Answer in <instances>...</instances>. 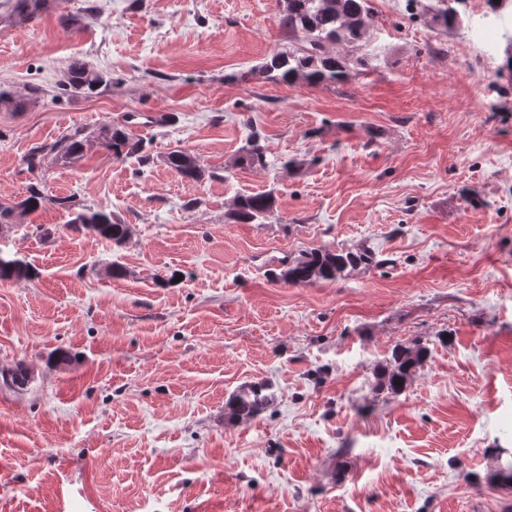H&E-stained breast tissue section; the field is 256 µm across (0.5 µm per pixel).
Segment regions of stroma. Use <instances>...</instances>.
Instances as JSON below:
<instances>
[{
	"label": "stroma",
	"mask_w": 512,
	"mask_h": 512,
	"mask_svg": "<svg viewBox=\"0 0 512 512\" xmlns=\"http://www.w3.org/2000/svg\"><path fill=\"white\" fill-rule=\"evenodd\" d=\"M433 4L370 0L369 68L313 88L254 72L284 0H0V89L27 101L0 105V204L36 178L53 199L0 224L37 272L0 280V512H512V2L446 28ZM77 59L94 94L58 88ZM155 112L149 164L93 139ZM255 128L266 164L238 165ZM263 193L266 220H233ZM69 196L127 241L74 230ZM313 248L377 262L274 280ZM416 343L406 389L377 390ZM257 382L266 409L231 416ZM166 161L183 179L188 181L199 182L204 176L196 158L185 150L171 151ZM430 356L427 347L397 345L391 357L378 367L377 384L380 390L389 394L402 392L416 369L421 367Z\"/></svg>",
	"instance_id": "obj_1"
}]
</instances>
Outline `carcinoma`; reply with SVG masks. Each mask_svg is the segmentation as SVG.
I'll return each mask as SVG.
<instances>
[{
  "mask_svg": "<svg viewBox=\"0 0 512 512\" xmlns=\"http://www.w3.org/2000/svg\"><path fill=\"white\" fill-rule=\"evenodd\" d=\"M437 3L433 21L445 27L453 25L457 21V10L448 4V0H437ZM372 23L370 0H285L280 25L288 35V42L269 55L257 72L276 83L292 84L302 78L312 87L334 84L343 79L350 67H368L369 58L364 53L355 57L333 53L329 47L362 45ZM103 81L101 74L76 60L72 62L66 80L61 83V90L86 95L94 92ZM96 139L115 158L136 156L143 163L150 162V155L144 153L142 142L130 137L122 128L104 125L96 133ZM260 139L259 131H252L249 148L239 157V165L252 167L264 164L265 154ZM50 151L64 160H76L83 151V142L74 135L54 143ZM167 164L188 181L198 182L204 176L196 158L182 149L171 151ZM48 203L72 208L71 198H47L39 184L32 183L27 188V197L21 202L0 208V221L14 222ZM274 204V198L269 194L242 197L233 218L243 224H253L266 218L273 211ZM71 224L77 230H88L110 239L117 246L124 244L128 237V225L102 209L86 208L71 220ZM373 263L372 255L364 251L313 249L283 263L279 279L291 284L314 285L334 281L349 268ZM33 276L35 271L28 262L0 248V279ZM429 356L430 351L424 346H396L391 357L378 367V387L390 394L402 392L416 369ZM269 390V385L260 382L242 388L232 397L234 414L240 418L258 415L271 401Z\"/></svg>",
  "mask_w": 512,
  "mask_h": 512,
  "instance_id": "obj_1",
  "label": "carcinoma"
}]
</instances>
